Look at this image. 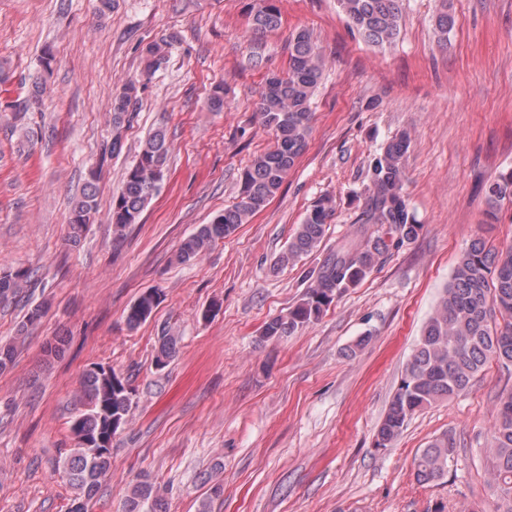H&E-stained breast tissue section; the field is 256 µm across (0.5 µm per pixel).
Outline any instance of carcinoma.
<instances>
[{
  "label": "carcinoma",
  "instance_id": "cac0c4a2",
  "mask_svg": "<svg viewBox=\"0 0 512 512\" xmlns=\"http://www.w3.org/2000/svg\"><path fill=\"white\" fill-rule=\"evenodd\" d=\"M279 0H257L250 14L255 32H268L281 24ZM401 0H337L340 12L361 40L371 48L393 42L398 34ZM456 24L449 0H441L434 16L435 30L446 36ZM179 42L171 33L143 49L145 77H151ZM324 58L305 28L293 33L290 42L288 72L271 73L265 81L258 112L264 124L275 134L274 145L257 155L240 176L238 201L217 215L210 223L199 225L181 243L176 261L197 259L209 246L233 234L240 225L262 211L277 195L288 173L307 149L314 113L312 96L323 76ZM140 85L128 81L112 97V122L120 128L137 99ZM411 139L407 132L398 134L375 158L367 198V222L358 229V240L330 251L305 294L284 316L265 323L261 338L288 336L322 316L326 308L348 288L361 283L393 249L418 238L423 225L410 212L404 191L406 160ZM166 133L155 130L147 139L136 162L129 169L118 193L112 199L111 221L115 232L139 222L140 216L158 194L167 161ZM487 216L495 219L502 205H512V170L500 173L485 184ZM97 210V184L86 182L79 196L72 200L67 238L80 244ZM334 212L329 197L317 201L306 211L301 224L279 257L284 265L310 254L324 236L325 224ZM27 274L22 270H0V298L17 294L25 287ZM160 294L142 293L129 307L127 324L138 327L150 319L158 307ZM44 308L34 307L19 329L17 338L25 337L40 321ZM178 337L162 330L155 364L165 367L174 354ZM16 342L0 345V372L14 363ZM495 359L512 366V242L491 249L476 237L462 251L448 288L428 318L398 388L376 431L375 444L386 448L398 439L407 422L417 412L445 401L467 389L485 364ZM78 413L70 423L73 440L64 473L69 483L81 491L80 506L68 512H86L101 479L112 466V447L104 448L107 460L93 463L91 449L83 441H97L108 436L109 421L128 422L132 397L123 381L87 370L77 396ZM453 440L443 435L415 458V476L420 483L442 479L448 472V460L454 454ZM486 463L501 496L512 499V390L501 394L491 444L486 449ZM166 512L155 483L145 480L135 485L126 500L125 512Z\"/></svg>",
  "mask_w": 512,
  "mask_h": 512
}]
</instances>
